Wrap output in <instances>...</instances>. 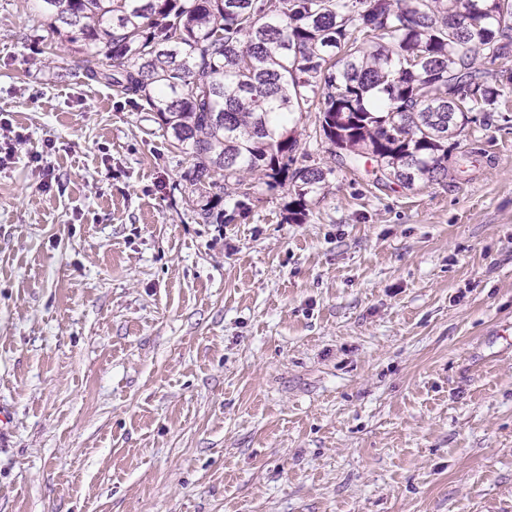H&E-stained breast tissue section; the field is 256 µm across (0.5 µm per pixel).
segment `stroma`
I'll return each instance as SVG.
<instances>
[{"label": "stroma", "mask_w": 512, "mask_h": 512, "mask_svg": "<svg viewBox=\"0 0 512 512\" xmlns=\"http://www.w3.org/2000/svg\"><path fill=\"white\" fill-rule=\"evenodd\" d=\"M37 17L0 0V512H512V92L410 189L295 113L306 223L206 224Z\"/></svg>", "instance_id": "1"}]
</instances>
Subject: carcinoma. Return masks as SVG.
Wrapping results in <instances>:
<instances>
[{"mask_svg": "<svg viewBox=\"0 0 512 512\" xmlns=\"http://www.w3.org/2000/svg\"><path fill=\"white\" fill-rule=\"evenodd\" d=\"M38 17L85 56L88 79L137 97L189 162L204 223L235 219L286 182L302 224L327 172L295 166V112L377 185L448 178L459 137L489 124L512 52V0H39ZM112 60L101 68L100 57Z\"/></svg>", "mask_w": 512, "mask_h": 512, "instance_id": "1", "label": "carcinoma"}]
</instances>
